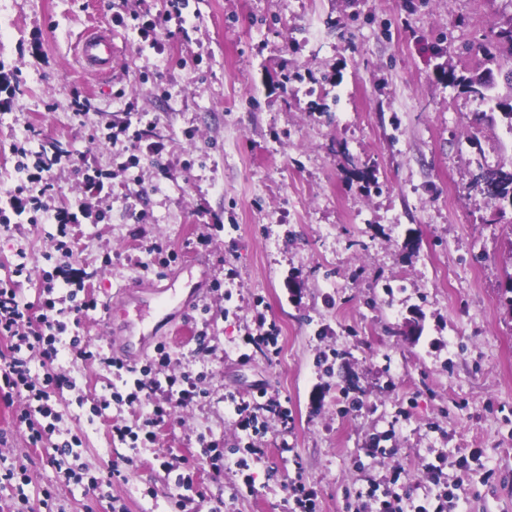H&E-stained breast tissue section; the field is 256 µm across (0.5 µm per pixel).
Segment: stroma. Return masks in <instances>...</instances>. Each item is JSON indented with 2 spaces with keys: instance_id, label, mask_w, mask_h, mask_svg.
<instances>
[{
  "instance_id": "obj_1",
  "label": "stroma",
  "mask_w": 512,
  "mask_h": 512,
  "mask_svg": "<svg viewBox=\"0 0 512 512\" xmlns=\"http://www.w3.org/2000/svg\"><path fill=\"white\" fill-rule=\"evenodd\" d=\"M167 7L0 0V192L55 147L74 158L50 172L47 212L0 227V279L37 302L62 261L52 212L70 209L72 263L98 306L67 338L108 355L125 321L157 327L142 364L165 345L169 373H204L208 391L155 443H116L110 423L138 427L144 406L112 402L122 378L65 346L53 365L73 386L53 399L55 439L80 440L76 476L31 444L20 401L0 399V470L29 476L0 485V512H177L161 457L193 461L200 512H290L298 480L318 512L388 491L434 507L447 489L446 512H512V208L472 186L479 171L512 172V132L443 76L488 72L493 95L512 97V65L477 50L512 23V0H189L161 48H144L139 29ZM96 25L119 46L104 78L74 52ZM127 121L161 152L114 136ZM136 281L172 283L191 305L164 319L123 302ZM119 302L126 318H109ZM261 314L275 350L249 342ZM263 391L288 418L259 412L266 457L242 467L249 434L226 397ZM212 440L218 481L202 459ZM375 443L385 457H370ZM441 456L435 482L425 465ZM114 464L122 479L90 491Z\"/></svg>"
}]
</instances>
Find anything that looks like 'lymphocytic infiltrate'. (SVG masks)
Listing matches in <instances>:
<instances>
[{"mask_svg": "<svg viewBox=\"0 0 512 512\" xmlns=\"http://www.w3.org/2000/svg\"><path fill=\"white\" fill-rule=\"evenodd\" d=\"M45 292V300L35 305L24 304L18 300L11 283H0V337L7 341L6 350L0 351V383L24 399L26 407L19 420L29 429L36 444L51 441L57 430L51 422L56 414L51 393L64 385L53 369H45L37 378L32 377L29 370L33 354H41L50 362L55 360L65 331L54 313L53 287H46ZM78 355L80 359L93 360L116 373L126 374L130 386L126 402L144 403L149 407L140 425L149 440L155 438L172 407L187 405L206 394L201 386L203 377L199 374L187 371L164 381L156 378L147 381L139 377L137 369L126 368L114 357L85 348L79 349Z\"/></svg>", "mask_w": 512, "mask_h": 512, "instance_id": "lymphocytic-infiltrate-1", "label": "lymphocytic infiltrate"}]
</instances>
